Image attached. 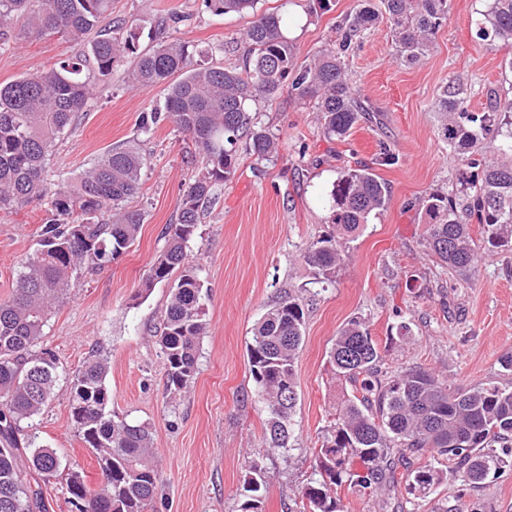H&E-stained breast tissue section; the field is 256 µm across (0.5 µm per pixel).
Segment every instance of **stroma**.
<instances>
[{
    "label": "stroma",
    "instance_id": "35a3bbf8",
    "mask_svg": "<svg viewBox=\"0 0 512 512\" xmlns=\"http://www.w3.org/2000/svg\"><path fill=\"white\" fill-rule=\"evenodd\" d=\"M359 4L329 0L323 9L316 0H259L257 9L282 15L303 61L337 44L339 23ZM486 6V0H448L432 48L410 68L395 58L387 18L361 34L343 61L375 118L358 123L343 140L326 139L312 105L288 92L248 103L255 122L279 137L281 150L268 163L241 156L236 175L216 187L188 243L207 287V334L196 377L174 402L156 343L168 288L156 285L142 299L137 293L165 247L164 227L174 221L180 194L201 172V160L170 122L139 131L143 112L162 100L163 91L133 89L126 61L100 82L76 127L59 142L47 166L51 189L72 182L115 147L137 143L147 159L141 190L131 201L144 214L135 244L96 275L72 279L41 345L69 373L92 347L104 350L113 411L152 428L161 472L154 512H238L254 459L266 472L263 512H295L342 395L329 352L350 319L366 323L382 376L421 367L457 388L512 383L502 366L512 355V250L459 275L432 257L424 241V198L436 191L459 196L470 173L438 134L434 106L441 86L462 78L472 112L485 111L492 88L512 100V71L505 67L512 48L476 35ZM174 13L180 20L171 23L173 37L212 49L227 66L241 58L249 16L215 15L203 0H112L113 19L139 21L143 46L152 22ZM69 53L62 37L10 33L0 38V84L51 67ZM383 142L395 151V165L377 164ZM364 164L389 183L391 202L347 241L336 281L324 289L303 255L318 236L336 230L328 216L338 172ZM46 208L34 199L0 211V300L10 296L22 260L37 248ZM283 291L299 295L306 313L297 362L300 399L286 454L264 445L266 411L255 396L247 357L254 324ZM403 322L411 328L407 340L398 333ZM69 393L68 381H60L34 425L40 442L83 471L93 488L101 472L71 420ZM338 494L343 512H512V464L476 488L444 483L412 494L401 484L373 494L345 484Z\"/></svg>",
    "mask_w": 512,
    "mask_h": 512
}]
</instances>
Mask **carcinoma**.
<instances>
[{
	"mask_svg": "<svg viewBox=\"0 0 512 512\" xmlns=\"http://www.w3.org/2000/svg\"><path fill=\"white\" fill-rule=\"evenodd\" d=\"M259 0H204L217 15H250L241 61L226 67L207 48L189 45L154 26L151 45L138 43V24L114 26L112 0H0V29L25 20L24 34L59 35L74 53L49 68L0 84V210L34 198H49L39 248L26 257L9 298L0 301V512H48L40 484L22 476L21 455L43 483L67 473L75 512H152L161 481L149 425L120 418L110 409L108 358L92 351L71 378L70 415L94 455L102 479L91 489L82 472L66 471L57 452L31 432L32 419L51 399L59 362L38 344L51 309L67 295L72 278L92 275L120 258L136 241L143 214L126 207L141 188L145 158L134 146L112 149L77 181L53 191L45 185L47 161L56 141L94 97L93 81L112 74L126 56L133 59L132 86L164 87L162 104L143 113L140 131L169 121L194 145L204 172L183 190L175 221L165 225L166 247L149 267L142 292L165 282L169 302L158 336L167 389L177 396L193 383L200 342L206 333L201 268L186 248L200 213L221 181L233 177L241 155L269 160L279 139L257 126L246 103L283 90L319 112L326 138L343 140L370 108L347 78L342 53L379 18L370 0L346 15L339 48L320 50L298 62L283 33L280 14L257 12ZM400 62L411 67L430 50L448 15V0H381ZM477 36L512 45V0H490ZM438 132L476 177L467 180L465 216L445 194L424 200L430 253L448 269L464 274L497 250L512 246V160L487 157L498 138L512 141V102L494 101L488 112H470L459 82L443 87L437 100ZM391 189L364 166L338 174L331 190L329 223L338 234L320 236L304 258L320 283H333L343 263V240L360 233L369 218L388 208ZM482 226V240L470 224ZM299 297H278L258 319L247 345L257 397L267 410L264 442L288 449L298 404L296 361L305 335ZM336 378L351 393L316 453L313 477L300 491L299 512H340L336 487L348 480L374 491L405 479L407 489L424 492L445 481L476 486L501 463L493 445L512 437V390L481 383L452 389L427 369L383 378L380 355L366 324L353 318L338 331L330 351ZM401 455L428 454L448 460L399 476L391 449ZM263 468L255 461L244 482L241 512H262Z\"/></svg>",
	"mask_w": 512,
	"mask_h": 512,
	"instance_id": "cac0c4a2",
	"label": "carcinoma"
}]
</instances>
